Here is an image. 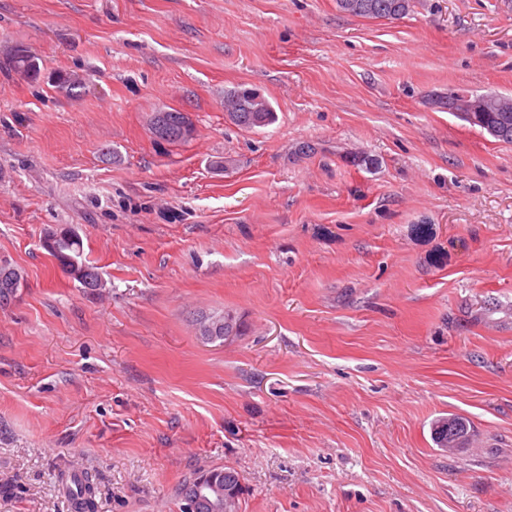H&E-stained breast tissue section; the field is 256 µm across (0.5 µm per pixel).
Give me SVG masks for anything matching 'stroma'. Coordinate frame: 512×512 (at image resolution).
Listing matches in <instances>:
<instances>
[{
    "mask_svg": "<svg viewBox=\"0 0 512 512\" xmlns=\"http://www.w3.org/2000/svg\"><path fill=\"white\" fill-rule=\"evenodd\" d=\"M244 89L273 124L226 118ZM451 89L512 96V0H0V512H74L75 469L96 512H180L217 467L239 512H512V145ZM227 310L244 335H197ZM411 0H336L340 11L371 19H398L408 14ZM451 416L453 417H440L432 424V439L438 448H462L469 436L468 422L462 417ZM448 424H451V429H448ZM457 426L459 430L454 433L452 430ZM459 432L464 440L457 442L456 436L460 435ZM453 443L455 444L452 445Z\"/></svg>",
    "mask_w": 512,
    "mask_h": 512,
    "instance_id": "1",
    "label": "stroma"
}]
</instances>
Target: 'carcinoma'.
I'll list each match as a JSON object with an SVG mask.
<instances>
[{
  "label": "carcinoma",
  "mask_w": 512,
  "mask_h": 512,
  "mask_svg": "<svg viewBox=\"0 0 512 512\" xmlns=\"http://www.w3.org/2000/svg\"><path fill=\"white\" fill-rule=\"evenodd\" d=\"M412 0H336L340 11L349 15L371 19H398L409 13ZM11 69L21 75L29 76L39 71L35 58L24 50H17L9 61ZM84 78L76 73L59 71L52 76L56 87L70 92L83 85ZM449 108L463 120L485 130L494 139L512 144V99L498 95H483L473 98L464 92L452 91L448 99ZM224 111L228 119L237 126L253 129L265 127L275 120V112L270 103L257 93L248 90L228 91L224 95ZM173 130L168 143L187 140L179 135L181 125L191 122L188 114L178 110L166 113ZM60 268L77 282L86 277L84 270L91 272L97 268L81 260L75 266L66 260L63 254L54 256ZM459 428L462 436H469L468 422L459 416L440 417L432 424V439L439 448L452 446L461 448L465 442L456 439L453 428ZM78 512H95V487L88 476H83L80 493L76 498Z\"/></svg>",
  "instance_id": "cac0c4a2"
}]
</instances>
